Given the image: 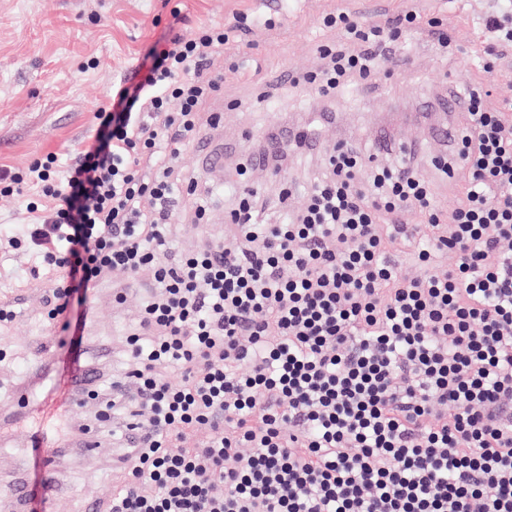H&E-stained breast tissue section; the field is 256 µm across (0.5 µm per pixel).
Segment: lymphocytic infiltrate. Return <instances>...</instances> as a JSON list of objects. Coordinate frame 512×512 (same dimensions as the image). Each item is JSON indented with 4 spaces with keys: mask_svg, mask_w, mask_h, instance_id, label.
I'll list each match as a JSON object with an SVG mask.
<instances>
[{
    "mask_svg": "<svg viewBox=\"0 0 512 512\" xmlns=\"http://www.w3.org/2000/svg\"><path fill=\"white\" fill-rule=\"evenodd\" d=\"M323 24L342 32L326 67L290 82L329 99L401 68L406 35L437 22L341 12ZM481 26L490 76L512 54V6ZM241 29L156 42L67 168L49 154L0 173V195L26 192L30 218L0 255L36 256L45 327L112 274L155 285L120 372L84 391L140 428L107 512H512V113L468 89L455 149L432 160L462 183L449 211L411 157L376 165L351 141L300 210L284 150L269 155L276 201L254 192L246 163L204 197L172 168L221 86L212 58ZM220 195L232 236L174 252L180 203L201 219ZM409 212L418 223L402 222ZM442 252L456 257L445 272Z\"/></svg>",
    "mask_w": 512,
    "mask_h": 512,
    "instance_id": "lymphocytic-infiltrate-1",
    "label": "lymphocytic infiltrate"
}]
</instances>
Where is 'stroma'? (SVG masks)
<instances>
[{
    "mask_svg": "<svg viewBox=\"0 0 512 512\" xmlns=\"http://www.w3.org/2000/svg\"><path fill=\"white\" fill-rule=\"evenodd\" d=\"M491 0H288V14L275 27L249 30L237 46L212 61L220 73V92L209 102L219 115L218 124H203L200 143H238L237 155L224 158L232 172L238 155L251 151L267 129L297 124L304 108L335 112L338 126L326 137L333 145L345 138L366 139L382 121L393 122L399 136L418 135L416 127L401 117L419 111L422 102L440 97L452 87L484 84L487 103L496 107L512 101V73L484 77L478 69L477 30ZM186 25L202 22L225 24L236 15L278 10L279 0H181ZM169 0H0V169L24 170L35 159L52 152L70 164L95 128L94 115L107 103L113 82L134 71L139 58L155 41L166 36L171 22ZM404 10L425 18L436 17L457 42L452 56L441 57L435 36L420 28L411 37L408 66L397 74L380 75L375 87L357 89L349 96L318 99L301 86L277 89L287 74L302 75L320 62V45L339 39L338 31L324 28L328 13L345 12L371 21ZM225 203L212 206L207 226H199L192 207H184L172 228L175 250L195 249L206 235L228 234ZM33 260L17 253L0 259L5 277L0 296L19 311L0 344L7 346L13 362L0 367V387L35 386L32 363L38 358L69 352L67 336H52L43 328L45 290L38 279L14 277L18 268L33 267ZM124 289L126 301L116 304L115 289ZM154 285L149 277L134 281L114 277L99 286L94 298L91 331L94 347H105L103 364H119L125 333L135 323L141 301ZM36 420L9 427L0 441V512H9L6 493L17 470L28 466L29 454L18 439L62 420L95 426L94 402L71 403L70 390L59 375H51L37 400ZM104 447L87 455L78 448L61 449L56 457V477L61 488L59 512H84L86 497L108 502L123 475L126 449L104 437Z\"/></svg>",
    "mask_w": 512,
    "mask_h": 512,
    "instance_id": "35a3bbf8",
    "label": "stroma"
}]
</instances>
